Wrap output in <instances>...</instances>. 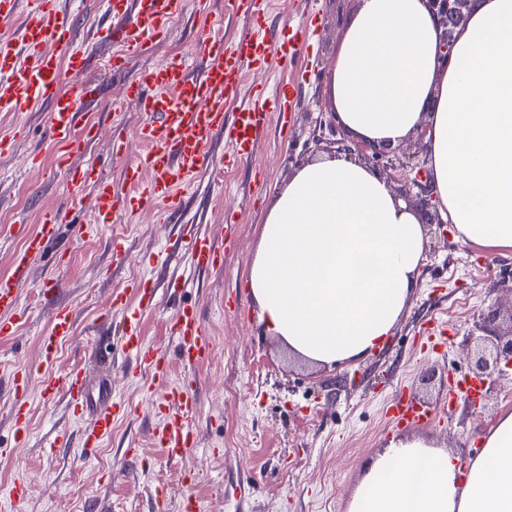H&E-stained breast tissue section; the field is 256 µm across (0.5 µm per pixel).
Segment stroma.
I'll use <instances>...</instances> for the list:
<instances>
[{
	"mask_svg": "<svg viewBox=\"0 0 512 512\" xmlns=\"http://www.w3.org/2000/svg\"><path fill=\"white\" fill-rule=\"evenodd\" d=\"M265 2L261 23L267 32L308 22L311 35L291 66L246 68L241 94L254 100L276 85L297 82L291 120L285 127L270 120L246 161L229 158L223 140L214 142L222 168L201 173L184 191L192 225L177 219L160 224L149 212L131 221L118 215L112 224L96 223L90 190L69 197L57 165L61 149L42 119L32 112H0V135L15 139L12 150L0 155V275L22 245L19 225L35 227L46 208L58 209L63 219L58 238L33 259L31 276L19 290L15 335L0 339V385L15 371L40 365V339L52 309L39 291L54 282L57 302L73 309L75 324L58 344L50 374L83 364L93 375L111 374L112 395L125 407L111 437L88 453L80 438L90 419L75 413L65 395L46 402L30 393L27 436L19 444L11 401L0 398V444L12 449L0 456V512H155L158 486L167 491L168 512H179L188 492L202 512H347L365 464L391 439H424L465 464L481 452L483 435L499 417L512 412V370L476 399L453 391L457 380L472 376L474 315L494 302L512 308V298L496 289L512 276V252L488 253L452 229L426 225L418 284L384 348L318 366L294 358L264 332L245 284L267 202L301 165L334 153L328 73L357 0ZM106 7V0L74 4V47L91 56L90 74L102 82L105 96L87 112L95 141L71 154L69 165H94L116 180L123 160L141 153L134 132L148 119L125 97V84L175 55L188 60L190 74H198L206 59L195 42V26L209 25L229 44L248 22L227 17L224 0H185L165 41L111 71L106 64L121 47L92 28ZM119 130L124 146L118 157L112 140ZM36 154L42 159L37 169L30 165ZM189 231L223 241L221 269L195 268L182 244ZM117 244L127 254L119 266L112 263ZM136 286L158 291L156 307L140 321L146 345L173 349L168 327L191 305L215 347L206 363L171 362V381H189L199 402L198 445L177 461L152 443L161 418L143 391L146 373L124 353L120 317H104L113 295ZM404 395L427 406L432 419L417 426L391 420L390 402ZM51 432L65 435L53 450L44 446ZM17 483L25 492L10 497Z\"/></svg>",
	"mask_w": 512,
	"mask_h": 512,
	"instance_id": "35a3bbf8",
	"label": "stroma"
}]
</instances>
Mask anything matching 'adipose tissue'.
Instances as JSON below:
<instances>
[{"label": "adipose tissue", "instance_id": "1", "mask_svg": "<svg viewBox=\"0 0 512 512\" xmlns=\"http://www.w3.org/2000/svg\"><path fill=\"white\" fill-rule=\"evenodd\" d=\"M424 0H359L328 93L357 139L400 144L426 127L445 221L463 240L512 250V0H475L441 66ZM425 234L386 179L346 153L302 165L273 197L247 286L266 331L331 366L391 335L416 287ZM348 512H512V413L468 466L415 438L391 439Z\"/></svg>", "mask_w": 512, "mask_h": 512}]
</instances>
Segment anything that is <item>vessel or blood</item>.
Instances as JSON below:
<instances>
[{
    "mask_svg": "<svg viewBox=\"0 0 512 512\" xmlns=\"http://www.w3.org/2000/svg\"><path fill=\"white\" fill-rule=\"evenodd\" d=\"M183 8V0H112V10L124 17L118 30L122 50L112 58L116 68L125 67L130 58L142 54L152 44L163 40L169 20ZM25 18L20 37L0 36V110L28 112L44 108V122L55 143L66 144L76 152L89 142L93 132L86 119L91 104L103 97L101 85L86 79L89 58L75 51L74 19L58 0H0V18L17 12ZM199 46L208 62L202 74L188 76L182 59H171L126 85L125 93L137 100L149 120L139 130L147 149L137 159L125 162L121 183L105 179L97 168L68 170L66 184L70 193L91 189L95 198L96 221L111 223L121 214L135 218L140 213H155L159 223H168L181 208V190L204 170L214 168L219 160L210 151L217 134H224L230 153L246 159L252 145L266 129L269 113L287 116L294 91L277 87L264 99L241 104L237 98L245 67L277 58L281 65L293 63L298 51L296 33L283 31L273 40L256 35L254 30L241 33L231 45L204 29ZM76 80L73 89L62 87L63 71ZM237 102L232 120H225L228 102ZM61 214L44 210L33 232L24 233V247L14 254L10 271L0 277V335L12 336L19 313L18 286L28 280L33 258L54 240ZM188 248L196 268L214 270L222 267L224 248L205 235L191 237ZM75 319L71 308H53L49 333L42 339L44 364H51L57 343L71 335ZM177 357L192 365L207 360L212 342L196 308H182L169 327ZM124 351L144 369L151 385L157 386L155 403L163 422L153 440L169 459L177 460L198 443L196 395L182 383L167 385L170 361L165 349L148 347L142 341L135 319H128L122 337ZM36 385L40 396L50 400L65 394L73 408L93 417L85 431L84 446L94 447L108 436L123 415L122 405L112 398L106 377H93L80 367L64 377L33 378L29 372L15 373L10 398L16 409H23V397L29 385ZM396 420L415 423L431 419L429 411L403 398L393 403Z\"/></svg>",
    "mask_w": 512,
    "mask_h": 512,
    "instance_id": "b4317fda",
    "label": "vessel or blood"
}]
</instances>
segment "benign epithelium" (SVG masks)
<instances>
[{"instance_id":"obj_1","label":"benign epithelium","mask_w":512,"mask_h":512,"mask_svg":"<svg viewBox=\"0 0 512 512\" xmlns=\"http://www.w3.org/2000/svg\"><path fill=\"white\" fill-rule=\"evenodd\" d=\"M426 3L441 28L442 49L444 58L447 59L452 52L456 31L468 18L472 0H426ZM336 145L339 152L362 157L374 171L384 164L391 170H402L405 177L415 174L410 183L418 189L417 203H408L409 209L419 208L428 224H445L438 207L435 206V196L431 192L430 184L423 180L422 170L415 164L394 163L397 159L396 147L388 142L357 139L348 141L344 138L336 140ZM499 320L500 310L492 305L476 316L475 326L483 332L484 347L477 350L472 374L474 379L482 383L491 381L495 375L503 372V368L512 367V312L508 315L507 325H501Z\"/></svg>"}]
</instances>
